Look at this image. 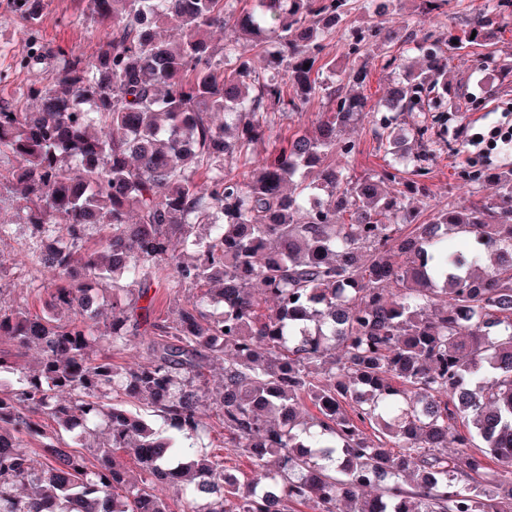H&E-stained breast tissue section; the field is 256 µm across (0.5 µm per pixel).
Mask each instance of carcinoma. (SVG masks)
I'll list each match as a JSON object with an SVG mask.
<instances>
[{
    "instance_id": "cac0c4a2",
    "label": "carcinoma",
    "mask_w": 512,
    "mask_h": 512,
    "mask_svg": "<svg viewBox=\"0 0 512 512\" xmlns=\"http://www.w3.org/2000/svg\"><path fill=\"white\" fill-rule=\"evenodd\" d=\"M86 2L104 26L98 53L59 55L52 80L22 94L32 110L0 103V164L16 161V209L36 238L27 258L49 274L41 315L0 303V337L16 355L40 352L36 369L0 379V512H173L172 489L179 512H512V171L495 176V196L419 224L406 200L430 195L428 126L398 153L412 179L334 160L366 112L388 153L401 115L427 100L448 111L447 52L511 25L512 0H485L438 35L424 25L444 0L410 16L402 0ZM12 7L29 69L44 0ZM380 7L395 28L354 25ZM214 28L254 37L264 67L236 38L212 43ZM341 29L364 58L401 40L423 65L378 109L366 65L323 54ZM315 102L313 128L282 132ZM256 150L258 166L239 171ZM164 270L202 292L152 319ZM108 286L101 325L88 292ZM143 334L134 368L94 354ZM212 412L252 476L226 482L198 445ZM97 430L106 442L89 458L77 447Z\"/></svg>"
}]
</instances>
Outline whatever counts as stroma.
<instances>
[{
  "label": "stroma",
  "instance_id": "35a3bbf8",
  "mask_svg": "<svg viewBox=\"0 0 512 512\" xmlns=\"http://www.w3.org/2000/svg\"><path fill=\"white\" fill-rule=\"evenodd\" d=\"M24 30L25 23L12 11L11 0H0V72L9 75L8 80L0 82V101L20 99L28 83L47 81L57 52L92 56L100 47V27L87 12L84 0H45L39 26L44 61L33 69L19 71L15 64L27 48ZM390 52L397 58L394 67L382 69L380 61L375 59L367 63L369 82L366 92L371 101H379L385 96L391 80L402 74L404 67L419 63L415 53L402 51L400 45H393ZM505 60L512 61V26L502 30L498 39L487 46L460 50L451 60L448 77L453 82L451 95L456 109L444 114L434 125L436 156L428 178L432 195L413 203L420 220H428L437 208L468 205L473 193L495 195L498 186L493 180L494 174L504 167H512V152L499 149L490 156L479 158L468 153L461 140L452 135L453 127L462 123L481 125L496 121V104L512 101V83L500 81L494 70L495 65ZM343 138L355 146L348 159L353 173L377 169L388 163V156L376 148L372 115H365L357 125L347 129ZM475 169L484 174L477 185L467 176L468 171ZM32 240V233L26 231L0 242V300L38 315L43 308L38 289L47 275L27 261L26 250Z\"/></svg>",
  "mask_w": 512,
  "mask_h": 512
}]
</instances>
